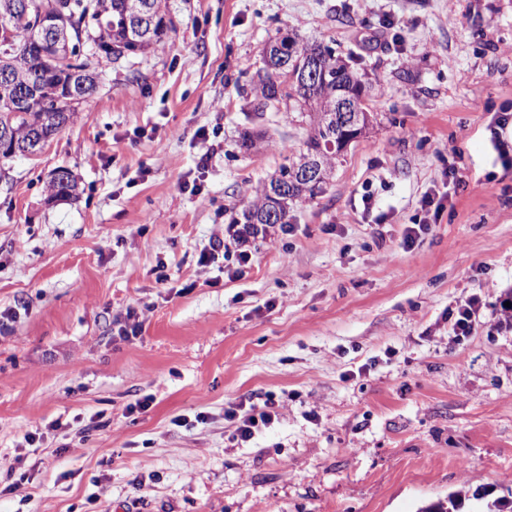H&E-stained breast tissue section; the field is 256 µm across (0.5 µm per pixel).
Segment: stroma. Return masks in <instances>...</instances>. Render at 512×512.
Returning a JSON list of instances; mask_svg holds the SVG:
<instances>
[{"label": "stroma", "mask_w": 512, "mask_h": 512, "mask_svg": "<svg viewBox=\"0 0 512 512\" xmlns=\"http://www.w3.org/2000/svg\"><path fill=\"white\" fill-rule=\"evenodd\" d=\"M167 5L163 44L107 69L39 156L0 160V512H417L458 490L473 512V493L502 496L512 0ZM288 32L355 52L378 122L231 278L201 249L305 138L298 107L248 115ZM246 126L265 140L244 153ZM59 168L77 198L49 199ZM428 192L444 211L403 249ZM472 296L459 340L450 312ZM131 309L141 328L119 335ZM271 396L278 420L233 441L228 404Z\"/></svg>", "instance_id": "35a3bbf8"}]
</instances>
